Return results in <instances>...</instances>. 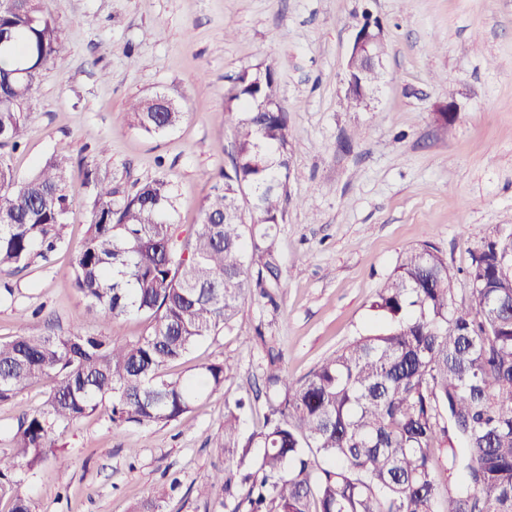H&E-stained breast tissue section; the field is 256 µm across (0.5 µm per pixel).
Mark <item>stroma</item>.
<instances>
[{
  "instance_id": "1",
  "label": "stroma",
  "mask_w": 512,
  "mask_h": 512,
  "mask_svg": "<svg viewBox=\"0 0 512 512\" xmlns=\"http://www.w3.org/2000/svg\"><path fill=\"white\" fill-rule=\"evenodd\" d=\"M65 42L29 100L22 147L27 177L50 154L71 158L65 244L50 261L9 277L0 340L66 334L72 327L121 340L152 323L128 315L104 325L77 294L71 269L91 220L94 187L111 177L120 195L155 178L174 191L172 222L188 235L214 179L229 168L234 124L225 110L233 79L257 65L276 72L290 134L289 200L277 253L285 287L252 294L232 326L200 342L170 372L187 377L213 360L236 372L193 410L149 428L113 424L107 407L61 430L54 454L14 475L34 512H133L178 478L163 512H233L237 500H198L216 470L235 468L214 441L225 403L252 405L244 432L263 423L268 346L282 372L304 378L325 355L379 330L371 305L402 253L430 244L464 271L484 237L512 228V0H43ZM384 27V74L367 109L343 105L344 67L365 18ZM172 98L184 117L151 135L134 125L130 100ZM454 102L452 126L437 105ZM251 337L243 345L242 337ZM50 391L41 379L0 404V455L16 452L22 416Z\"/></svg>"
}]
</instances>
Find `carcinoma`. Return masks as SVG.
I'll list each match as a JSON object with an SVG mask.
<instances>
[{
	"label": "carcinoma",
	"mask_w": 512,
	"mask_h": 512,
	"mask_svg": "<svg viewBox=\"0 0 512 512\" xmlns=\"http://www.w3.org/2000/svg\"><path fill=\"white\" fill-rule=\"evenodd\" d=\"M0 38V149L15 150L40 71L66 47L40 0L1 8ZM273 85L267 65L262 77L242 76L229 88L232 166L181 242L167 181H146L118 203L112 182L85 172L96 194L73 286L102 322L134 313L153 327L135 341L79 327L0 341V403L36 379L51 382L43 407L18 423L17 457L0 456V501L9 512H33L14 470L20 458L31 466L54 452L61 426L106 400L117 423L175 420L234 371L227 359L189 378L169 367L230 327L253 290L269 299L268 286L282 287L275 236L288 202L287 115L259 109ZM128 111L152 135L183 118L158 93L132 100ZM72 175L69 159L54 155L20 180L0 152V279L61 248ZM242 190L263 223L227 215ZM465 277L468 302L457 304L439 251L405 250L372 303L383 328L325 356L301 380L267 374L264 423L247 435L240 425L247 402L225 405L216 447L237 458L247 486L235 512H512V229L481 241ZM178 486L174 479L153 492L138 512H160ZM232 488L220 471L199 493L218 499Z\"/></svg>",
	"instance_id": "cac0c4a2"
}]
</instances>
